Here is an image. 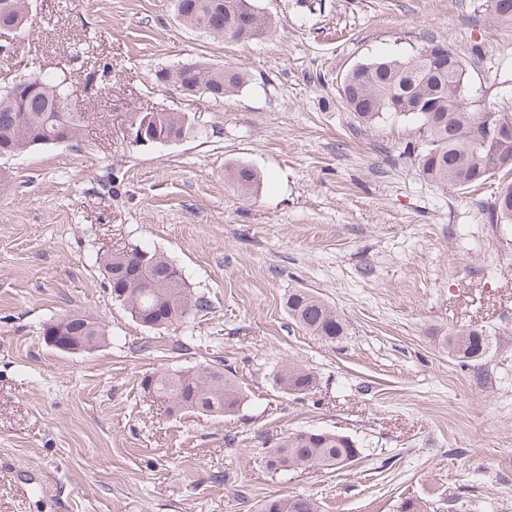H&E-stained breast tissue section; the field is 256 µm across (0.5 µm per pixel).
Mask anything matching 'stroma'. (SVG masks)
<instances>
[{
	"instance_id": "1",
	"label": "stroma",
	"mask_w": 512,
	"mask_h": 512,
	"mask_svg": "<svg viewBox=\"0 0 512 512\" xmlns=\"http://www.w3.org/2000/svg\"><path fill=\"white\" fill-rule=\"evenodd\" d=\"M268 33L227 43L187 27L173 0H32L30 35L0 73L72 66V142L5 160L0 191V512H257L310 495L321 512H512V224L498 187L439 186L405 146L415 120L359 124L341 98L355 64L410 58L428 40L469 65L471 108L512 105V20L487 0H256ZM238 65L248 83L215 100L155 74L185 61ZM112 67L103 78L102 64ZM182 112L169 145L130 144L135 112ZM246 164L243 194L225 177ZM166 254L211 308L178 328L138 326L97 261L107 249ZM307 288L345 319L336 343L285 306ZM97 317L105 343L65 353L45 323ZM477 328L482 361L442 343ZM318 385L283 394V360ZM223 364L245 395L231 416H176L143 378ZM306 428L362 444L339 470L271 474L263 442ZM37 483L18 500L16 481ZM227 177L243 193L253 190L260 182L258 172L247 165H237L229 168ZM489 217L492 223L512 224V180L501 187Z\"/></svg>"
}]
</instances>
